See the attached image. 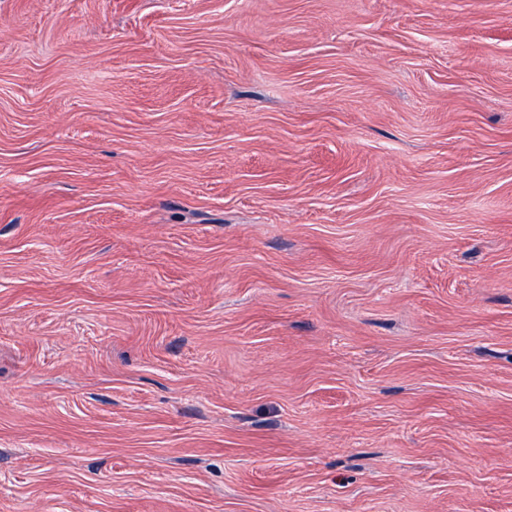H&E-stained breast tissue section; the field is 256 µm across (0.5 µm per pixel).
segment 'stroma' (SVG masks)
<instances>
[{
    "mask_svg": "<svg viewBox=\"0 0 512 512\" xmlns=\"http://www.w3.org/2000/svg\"><path fill=\"white\" fill-rule=\"evenodd\" d=\"M0 512H512V0H0Z\"/></svg>",
    "mask_w": 512,
    "mask_h": 512,
    "instance_id": "stroma-1",
    "label": "stroma"
}]
</instances>
